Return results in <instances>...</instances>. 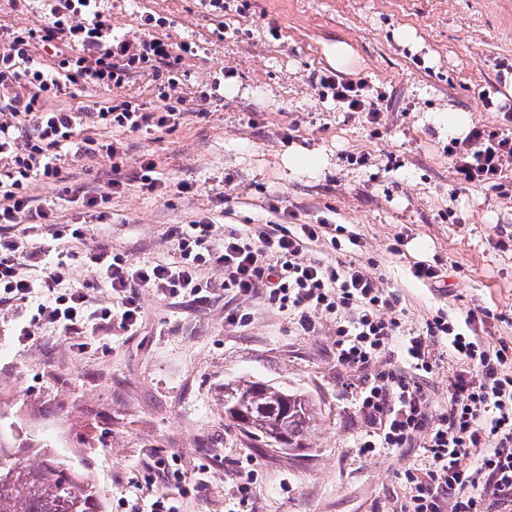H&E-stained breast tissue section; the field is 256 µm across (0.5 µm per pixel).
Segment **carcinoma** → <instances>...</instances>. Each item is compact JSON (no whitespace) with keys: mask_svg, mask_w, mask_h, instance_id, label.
<instances>
[{"mask_svg":"<svg viewBox=\"0 0 512 512\" xmlns=\"http://www.w3.org/2000/svg\"><path fill=\"white\" fill-rule=\"evenodd\" d=\"M248 415L236 423L246 437L271 448L301 449L315 428L313 403L304 395L250 378L224 384V413ZM103 501L90 475L57 458L46 442L0 429V512H103Z\"/></svg>","mask_w":512,"mask_h":512,"instance_id":"obj_1","label":"carcinoma"}]
</instances>
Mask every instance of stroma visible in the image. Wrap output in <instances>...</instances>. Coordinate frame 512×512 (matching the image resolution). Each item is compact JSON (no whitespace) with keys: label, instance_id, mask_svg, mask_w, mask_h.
I'll return each instance as SVG.
<instances>
[{"label":"stroma","instance_id":"obj_1","mask_svg":"<svg viewBox=\"0 0 512 512\" xmlns=\"http://www.w3.org/2000/svg\"><path fill=\"white\" fill-rule=\"evenodd\" d=\"M112 33L144 32L146 17L173 45H188L177 95L211 91L208 113L187 116L176 130L128 132L96 126L91 136L122 147L123 189L112 194L106 221L57 200L43 180L28 193L52 202L44 238L62 224L85 222L74 252L106 244L140 263L179 255L169 225L211 216L225 229L272 220L318 219L359 234L342 252L377 263L386 287L400 296L406 328L436 311L461 318L472 309H512V198L459 183L435 119L468 111L477 125L495 113L482 92L512 95L496 65L512 60V0H225L223 13L201 0H98ZM410 39H402L403 30ZM348 49L339 74L368 80L385 95L378 126L319 99L314 75L331 64L327 49ZM157 82L133 78L124 87H88L51 101L54 109L126 99L154 108ZM295 151L324 155L314 174L282 163ZM155 164L165 193L141 189L143 162ZM187 183L191 192L180 193ZM403 236L402 255L389 253ZM438 261L442 286L415 280L414 263ZM142 324L131 336L100 331L85 351L54 329H37L22 345L0 311V411L60 458L85 463L105 504L128 512L135 497L161 492L179 512H236L238 474L254 471L247 512H398L402 474L417 466L415 449L361 456L367 430L352 384L357 375L334 356V325L319 318L313 335L261 297L239 299L244 325L224 322V297L181 303L139 293ZM251 378L304 393L318 412L306 454L244 437L224 413V384ZM176 461L178 474L159 476L156 460Z\"/></svg>","mask_w":512,"mask_h":512}]
</instances>
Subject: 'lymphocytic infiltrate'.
<instances>
[{
	"mask_svg": "<svg viewBox=\"0 0 512 512\" xmlns=\"http://www.w3.org/2000/svg\"><path fill=\"white\" fill-rule=\"evenodd\" d=\"M45 2L46 21L0 39V225L8 230L0 235V310L13 314L12 335L24 344L42 326L63 336H92L111 326L131 335L143 317L140 289L202 303L217 286L206 271L221 270L225 293L264 297L292 315L304 334L315 332L316 316L333 319L336 362L361 376L356 400L370 429L360 454L412 448L420 459L403 473L407 493L400 512H512V343L486 342L475 311L461 322L439 311L420 330L405 331L400 297L384 287L373 263L307 258L310 244L321 240L340 250L343 225L290 228L270 221L221 234L203 216L167 229L179 252L170 263H135L102 245L85 259L110 294L106 304L94 302L88 287L71 284L65 257L45 263L50 248L38 226L48 211L30 198V180L60 183L66 152L78 161L110 160L108 191L119 190L120 149L90 137L89 129H173L190 111L171 94L184 60L181 47L146 36L115 39L96 0ZM48 46L54 58L43 57ZM137 74L167 79L154 110L126 99L73 111L43 108L45 99L91 85L124 87ZM314 83L319 98L378 123L382 95L368 81L324 74ZM482 105L501 114L502 127L473 126L464 139L449 142L448 158L459 182L511 198L504 172L512 166V100L486 92ZM40 294L46 297L41 304L35 301ZM395 353L401 363L392 362ZM446 358L455 367L448 406L439 412L422 380Z\"/></svg>",
	"mask_w": 512,
	"mask_h": 512,
	"instance_id": "obj_1",
	"label": "lymphocytic infiltrate"
}]
</instances>
